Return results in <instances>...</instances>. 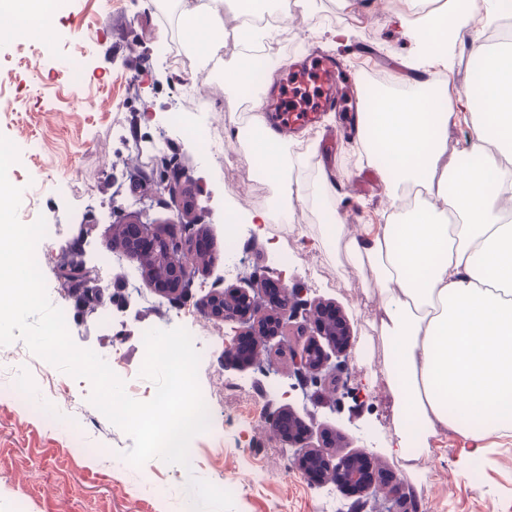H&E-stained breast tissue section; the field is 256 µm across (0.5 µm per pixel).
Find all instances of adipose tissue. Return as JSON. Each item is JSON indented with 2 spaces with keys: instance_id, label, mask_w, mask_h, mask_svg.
Wrapping results in <instances>:
<instances>
[{
  "instance_id": "obj_1",
  "label": "adipose tissue",
  "mask_w": 512,
  "mask_h": 512,
  "mask_svg": "<svg viewBox=\"0 0 512 512\" xmlns=\"http://www.w3.org/2000/svg\"><path fill=\"white\" fill-rule=\"evenodd\" d=\"M226 0H177L185 47L208 64L233 34L240 47L224 83L254 75V46L268 28H227ZM407 0L397 20L414 45L408 89L364 96L360 145L392 189L421 188L413 206L393 201L387 224L369 236L349 234L347 255L370 270L381 299L378 326L388 343L385 365L397 422L388 448L398 454L428 449L448 429L463 439L461 456H481L490 434L512 431V42L473 46L480 59L471 86L456 96L425 75L452 71L472 28L498 22L512 0ZM265 99L251 101L250 158L276 182L278 195L258 214L263 223H293L303 196L286 140L265 125ZM471 117L473 137L449 162L448 128Z\"/></svg>"
}]
</instances>
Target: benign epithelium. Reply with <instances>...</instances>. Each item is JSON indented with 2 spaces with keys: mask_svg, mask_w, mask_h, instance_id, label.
Masks as SVG:
<instances>
[{
  "mask_svg": "<svg viewBox=\"0 0 512 512\" xmlns=\"http://www.w3.org/2000/svg\"><path fill=\"white\" fill-rule=\"evenodd\" d=\"M160 191L170 198L171 208L176 213L172 225L148 224L138 213L127 216L125 222L112 227L110 246L120 251L125 258L137 264L144 276L153 284L159 295L167 298H192V286L200 269L210 262V251L200 250L196 240L205 236L204 230L177 237L175 227L179 224L196 225L194 216L195 196L189 186L185 172L172 170L165 176ZM64 284L67 288H86L95 294L100 285L84 267L76 271L70 263L63 264ZM300 290L291 293L280 282L260 278L255 284V293L242 288L230 287L205 295L197 304L199 312L213 320L238 323L243 330L236 332L226 354L238 351L248 339L251 350L258 351L257 337L274 339L287 332L285 316L292 298ZM298 339L291 354L297 375L312 379L322 372L329 361L328 352L342 353L351 343L352 330L349 321L336 307L317 304L313 322L297 333ZM268 424L280 440L292 443L300 440L291 426L300 424V418L289 408L273 414ZM360 456L337 457L318 449H311L299 459L301 472L309 479H330L339 489L350 488L366 493L371 484L362 480L361 472L354 462Z\"/></svg>",
  "mask_w": 512,
  "mask_h": 512,
  "instance_id": "7a95c632",
  "label": "benign epithelium"
}]
</instances>
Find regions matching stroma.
<instances>
[{
  "label": "stroma",
  "mask_w": 512,
  "mask_h": 512,
  "mask_svg": "<svg viewBox=\"0 0 512 512\" xmlns=\"http://www.w3.org/2000/svg\"><path fill=\"white\" fill-rule=\"evenodd\" d=\"M350 2L341 11L334 0H308L289 17L287 28L275 30L273 43L288 45L273 60L280 81H287L293 61L318 50L345 60L351 90L367 88L380 74L402 87L411 44L395 14L405 9V0ZM333 13L341 16L335 27L346 33L336 44L329 40L334 27L326 22ZM163 37L177 48L185 46L173 0L162 6L157 0H51L46 25L0 42V97L20 104L0 112V135L19 151L9 180L23 190L20 220H46L47 233L35 253L51 303L67 312L74 343L108 362L120 358L116 373L127 394L143 401L155 390L140 374L144 331L199 330L212 342L199 364L198 384L222 399L211 406L210 433L192 443L188 466L155 457L116 473L113 463L133 442L90 403L89 382L48 366L61 389L51 396L40 377L12 373L23 340L0 346V391L19 390L28 403L24 409L0 405V512H273L279 502L287 503V512H324L329 493L335 512H402V500L385 491L358 498L331 484L309 483L296 468L297 448L286 446L265 424L283 407L292 408L314 436L332 438L337 454H364L385 482L413 488L426 512H512V435L487 438L488 453L467 467L459 463L461 437L440 432L431 440L428 466L415 479L386 448L393 422L380 365L385 351L373 316L357 306L363 299L380 305L372 274L340 266L322 243L329 209L362 234L385 223L391 203L378 169L360 161L359 141L349 133L345 113L325 116L323 125L299 138L308 147L301 178L310 183L328 170L335 198L310 197L285 235L272 225L251 223L250 215L273 199L274 184L251 181L238 148H228L218 162L190 135L215 128L230 139L235 126L225 112L238 104L239 94L210 82L208 104L183 108V75L160 55ZM161 140L167 148L158 159L151 146ZM173 167L203 189L196 212L212 252L187 303L157 295L137 265L118 258L108 245L112 225L130 212L143 209L151 222L166 223L172 215L169 199L156 186ZM66 174L74 187L63 194L51 179ZM231 218L239 231L235 249L242 268L232 278L224 274ZM310 250L323 270L315 280L304 272ZM71 255L100 285L111 286L110 317L78 311L66 294L58 268ZM256 273L290 289L303 287L304 301L330 302L343 311L353 346L348 356L330 358L342 379L339 388L295 375L289 336L262 346L250 364L226 361L230 325L197 314L194 301L214 288H250ZM240 378L251 385L250 399L224 390L226 382ZM474 470L481 479L476 487L470 480Z\"/></svg>",
  "instance_id": "1"
}]
</instances>
